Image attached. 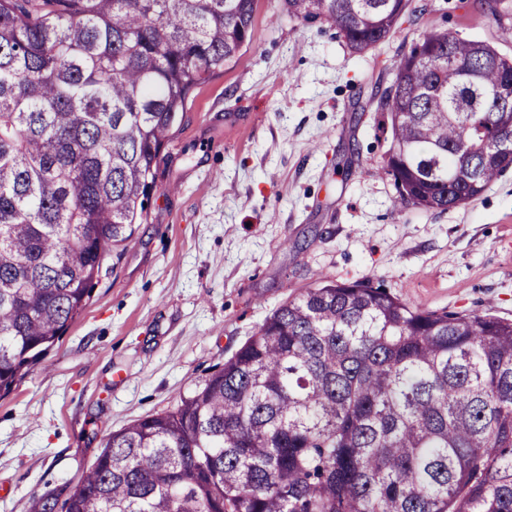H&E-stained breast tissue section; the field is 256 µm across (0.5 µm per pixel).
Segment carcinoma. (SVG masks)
<instances>
[{
	"label": "carcinoma",
	"instance_id": "1",
	"mask_svg": "<svg viewBox=\"0 0 512 512\" xmlns=\"http://www.w3.org/2000/svg\"><path fill=\"white\" fill-rule=\"evenodd\" d=\"M362 54L409 0H282ZM256 0H0V395L146 220L197 87ZM380 94L396 208L447 212L512 168V57L429 30ZM65 512H512V321L369 280L287 299L168 410L112 432Z\"/></svg>",
	"mask_w": 512,
	"mask_h": 512
}]
</instances>
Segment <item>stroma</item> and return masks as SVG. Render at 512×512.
<instances>
[{
    "label": "stroma",
    "mask_w": 512,
    "mask_h": 512,
    "mask_svg": "<svg viewBox=\"0 0 512 512\" xmlns=\"http://www.w3.org/2000/svg\"><path fill=\"white\" fill-rule=\"evenodd\" d=\"M487 0H412L384 44L344 49L257 0L234 65L190 98L148 217L45 360L0 397V512L63 505L112 431L173 407L272 310L322 277L411 306L512 320V170L437 213L391 205L375 93L430 29L512 56Z\"/></svg>",
    "instance_id": "35a3bbf8"
}]
</instances>
